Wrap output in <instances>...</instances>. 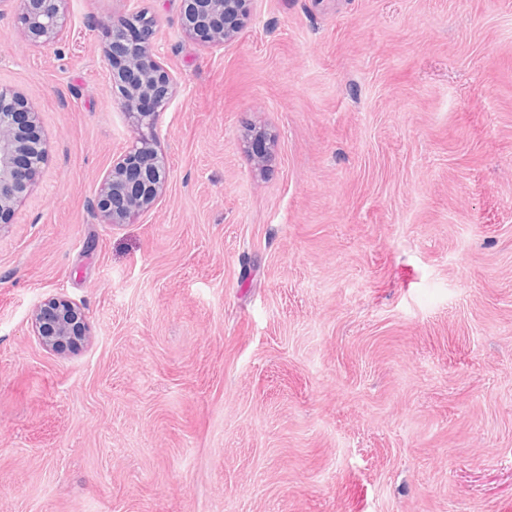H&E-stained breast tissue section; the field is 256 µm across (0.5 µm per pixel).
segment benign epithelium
Segmentation results:
<instances>
[{"instance_id": "1", "label": "benign epithelium", "mask_w": 512, "mask_h": 512, "mask_svg": "<svg viewBox=\"0 0 512 512\" xmlns=\"http://www.w3.org/2000/svg\"><path fill=\"white\" fill-rule=\"evenodd\" d=\"M66 0H0V16L17 12L22 38L46 46L59 41L67 25ZM248 18V0H183L185 33L218 47L236 37ZM105 57L116 103L135 131L131 145L112 161L101 179L95 208L105 224H127L151 209L169 177L155 147L156 121L175 93L173 77L153 44L154 20L135 12L107 26ZM48 162L38 134L37 112L25 95L0 86V218L35 182ZM32 330L44 348L59 352L86 342L82 309L61 296L44 299L32 312Z\"/></svg>"}]
</instances>
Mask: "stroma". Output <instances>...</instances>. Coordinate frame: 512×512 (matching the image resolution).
Here are the masks:
<instances>
[{
	"label": "stroma",
	"instance_id": "obj_1",
	"mask_svg": "<svg viewBox=\"0 0 512 512\" xmlns=\"http://www.w3.org/2000/svg\"><path fill=\"white\" fill-rule=\"evenodd\" d=\"M249 7L218 50L181 0H67L40 47L0 17L49 155L0 219V512H512V0ZM134 10L178 82L170 175L113 226ZM51 295L76 352L32 332ZM31 325L42 346L53 352L85 343L90 336L82 309L61 295L44 299L33 310Z\"/></svg>",
	"mask_w": 512,
	"mask_h": 512
}]
</instances>
